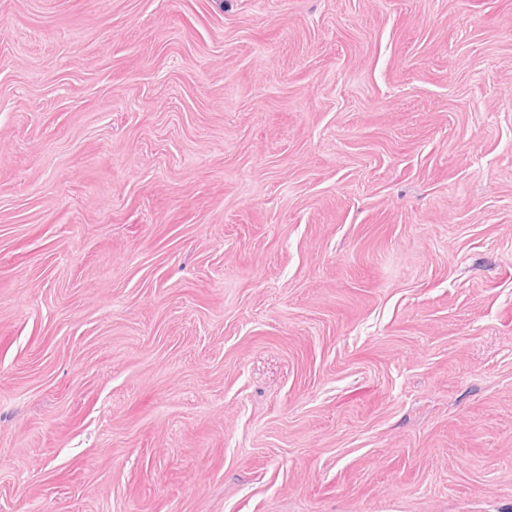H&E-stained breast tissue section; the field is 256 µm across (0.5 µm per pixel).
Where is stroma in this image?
Segmentation results:
<instances>
[{"label": "stroma", "instance_id": "stroma-1", "mask_svg": "<svg viewBox=\"0 0 512 512\" xmlns=\"http://www.w3.org/2000/svg\"><path fill=\"white\" fill-rule=\"evenodd\" d=\"M0 512H512V0H0Z\"/></svg>", "mask_w": 512, "mask_h": 512}]
</instances>
